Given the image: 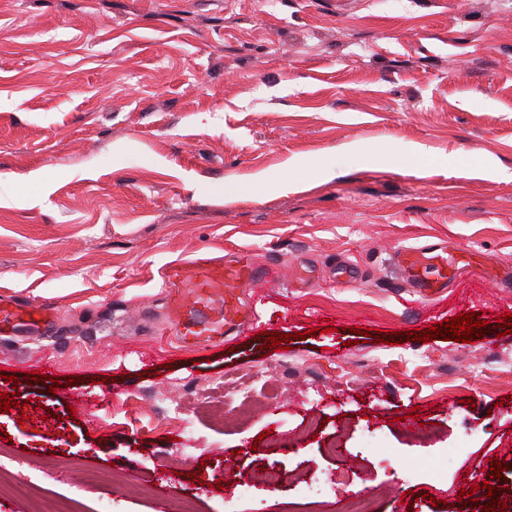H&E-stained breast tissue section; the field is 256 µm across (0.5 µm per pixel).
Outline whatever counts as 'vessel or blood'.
I'll use <instances>...</instances> for the list:
<instances>
[{"instance_id":"1","label":"vessel or blood","mask_w":512,"mask_h":512,"mask_svg":"<svg viewBox=\"0 0 512 512\" xmlns=\"http://www.w3.org/2000/svg\"><path fill=\"white\" fill-rule=\"evenodd\" d=\"M397 262L422 294L438 293L448 284L447 276L430 279L423 274L426 268L448 263L447 257L433 248L405 249ZM284 276L279 264L257 265L246 250L232 260L201 250L191 258L169 262L161 272V280L168 291L169 323L176 338L197 346L223 342L225 330L238 325L242 317L241 291L259 298ZM54 317L55 308L47 301L0 300V335L19 329L35 332Z\"/></svg>"}]
</instances>
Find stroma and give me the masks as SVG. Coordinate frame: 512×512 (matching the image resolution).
<instances>
[{"mask_svg": "<svg viewBox=\"0 0 512 512\" xmlns=\"http://www.w3.org/2000/svg\"><path fill=\"white\" fill-rule=\"evenodd\" d=\"M411 246L447 251V288L412 287ZM206 249L313 277L186 347L161 270ZM1 295L57 317L0 336V391L26 405L0 412V512H58L60 490L96 512H283L309 479L324 512L365 482L380 512H445L494 459L512 485V334L352 333L512 313V0H0ZM271 331L302 338L273 352ZM35 356L89 395L112 378L111 406L68 419L71 388L25 384ZM270 467L278 489L239 494Z\"/></svg>", "mask_w": 512, "mask_h": 512, "instance_id": "obj_1", "label": "stroma"}]
</instances>
